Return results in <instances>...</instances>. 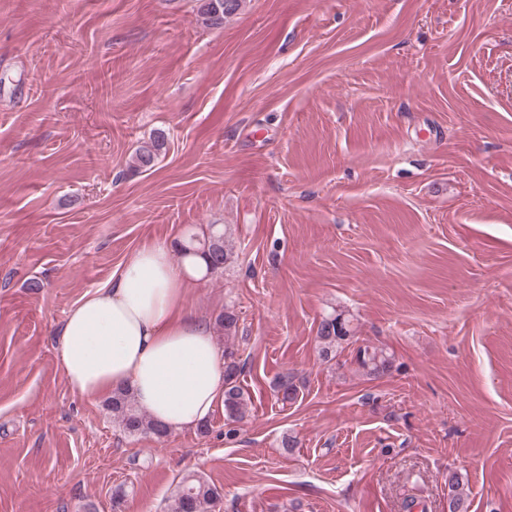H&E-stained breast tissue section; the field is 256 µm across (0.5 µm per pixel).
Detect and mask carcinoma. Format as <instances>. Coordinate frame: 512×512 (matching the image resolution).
<instances>
[{"mask_svg": "<svg viewBox=\"0 0 512 512\" xmlns=\"http://www.w3.org/2000/svg\"><path fill=\"white\" fill-rule=\"evenodd\" d=\"M244 0H203L200 7L202 23L209 27L224 25V20L236 15L242 8ZM165 146L164 136L159 135L153 141L139 149L133 157V164L139 170L147 171L155 166V162ZM197 250L205 257L209 267L218 272L225 269L231 262L233 251L228 243L226 232L215 229L198 244ZM216 323L224 331V413L229 423H241L249 415L248 393L240 384V376L244 372L245 362L231 340L238 331L237 316L226 311L218 315ZM317 340L320 355L326 361L336 358L343 345L358 341L356 327L344 314L324 320L318 331ZM353 364L357 371L370 379L380 378L394 367V355L386 348L376 345L360 346L355 351ZM300 388L296 383V375H281L275 385L274 392L282 404H291L298 398ZM112 413L123 429L131 435L151 434L158 439L167 435L166 430L152 422L142 414L134 403L129 392H121L112 396ZM220 493L201 476L190 475L183 479L168 504V512H208L217 507ZM471 500L465 483L455 473L448 475V512H470Z\"/></svg>", "mask_w": 512, "mask_h": 512, "instance_id": "1", "label": "carcinoma"}]
</instances>
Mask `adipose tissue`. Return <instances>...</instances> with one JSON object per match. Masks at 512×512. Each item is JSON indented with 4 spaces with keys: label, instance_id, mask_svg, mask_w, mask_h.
<instances>
[{
    "label": "adipose tissue",
    "instance_id": "ef3b65f1",
    "mask_svg": "<svg viewBox=\"0 0 512 512\" xmlns=\"http://www.w3.org/2000/svg\"><path fill=\"white\" fill-rule=\"evenodd\" d=\"M210 274L195 251L143 243L63 320L58 350L70 385L94 402L130 390L170 431L210 420L224 406V351L213 322L185 306Z\"/></svg>",
    "mask_w": 512,
    "mask_h": 512
}]
</instances>
